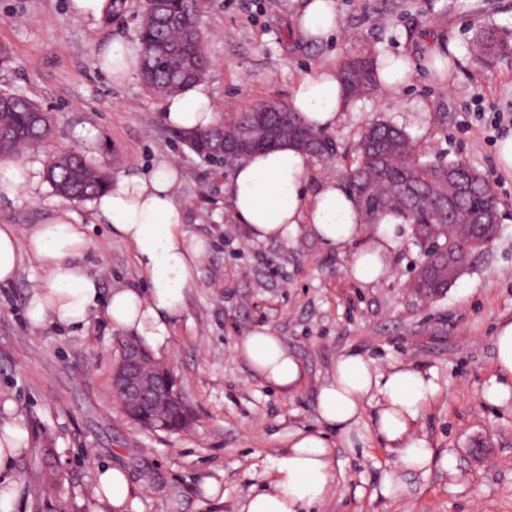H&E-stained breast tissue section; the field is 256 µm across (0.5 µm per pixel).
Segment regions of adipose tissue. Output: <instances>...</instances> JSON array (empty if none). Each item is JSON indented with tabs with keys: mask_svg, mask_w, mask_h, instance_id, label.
Returning <instances> with one entry per match:
<instances>
[{
	"mask_svg": "<svg viewBox=\"0 0 512 512\" xmlns=\"http://www.w3.org/2000/svg\"><path fill=\"white\" fill-rule=\"evenodd\" d=\"M295 26L307 40L322 42L336 31V0H304ZM94 60L117 85L140 71L137 48L121 40ZM289 105L308 125L328 130L350 103L336 68L322 66L297 82ZM163 118L176 130L197 131L219 124L222 115L210 87L201 82L169 96ZM178 182L176 165L162 159L150 171L116 175L92 203L112 236L130 246L148 281L147 290L115 288L102 294L98 276L80 262L90 241L74 213L66 209L23 236L11 225H0V286L15 281L24 259L34 260L43 276L28 294L26 316L31 326L52 321L83 328L101 307L114 329L156 346L164 343L172 319L183 312L186 297L196 286L206 253L204 241L185 227ZM224 192L250 240L288 244L309 233L327 250H349L347 273L363 286L386 275L406 229L404 221L393 216L370 227L363 224L341 182L327 177L312 184L309 154L291 144L253 153L231 171ZM493 341L499 373L490 378L483 396L499 403L512 396V319L498 324ZM235 351L255 378L282 393L293 394L307 378L303 362L270 326L252 327ZM439 391L432 370L404 364L382 368L357 351L340 355L317 392L319 428L289 434L287 447L267 474L268 485L248 494L241 512H309L321 503L337 481L336 445L330 433L349 438L365 417L378 441L395 453L401 470L429 468L435 451L418 436L417 427ZM94 481L112 512L134 507L133 489L120 469H98Z\"/></svg>",
	"mask_w": 512,
	"mask_h": 512,
	"instance_id": "1",
	"label": "adipose tissue"
}]
</instances>
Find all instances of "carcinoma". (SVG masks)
<instances>
[{
    "instance_id": "carcinoma-1",
    "label": "carcinoma",
    "mask_w": 512,
    "mask_h": 512,
    "mask_svg": "<svg viewBox=\"0 0 512 512\" xmlns=\"http://www.w3.org/2000/svg\"><path fill=\"white\" fill-rule=\"evenodd\" d=\"M206 7L204 0H148L137 29L141 54L140 76L145 88L160 99L182 92L206 78L210 58L206 34L196 23ZM512 53V33L495 27L478 30L472 54L483 65ZM375 58L359 49L345 59L339 76L349 98L356 100L375 89ZM272 103L240 113L232 122L193 133L181 132L185 147L211 159L224 146L239 144L242 135L256 150L273 147L281 110ZM297 130L291 142L309 154L322 157L335 151L326 131L315 129L293 114ZM54 119L32 99L19 93L0 91V157L8 158L40 143L53 133ZM459 174L469 181V191L460 211L482 207L492 200L493 189L478 171L463 162L423 159L408 133L387 121H377L360 134L355 158L340 174L344 189L355 200L363 221L378 224L389 214L407 224H446L440 205L448 197V183ZM45 178L57 195L73 201L90 200L103 192L110 178L102 165L82 151L53 154L45 167Z\"/></svg>"
}]
</instances>
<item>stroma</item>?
Segmentation results:
<instances>
[{"mask_svg": "<svg viewBox=\"0 0 512 512\" xmlns=\"http://www.w3.org/2000/svg\"><path fill=\"white\" fill-rule=\"evenodd\" d=\"M301 3L212 0L205 10L206 83L223 118L288 103L302 76L358 47L408 56L413 67L402 90L352 102L330 131L337 154L312 160L311 178L339 176L359 133L390 121L428 155L464 161L488 178L500 202L495 240L451 288L430 298L409 286L422 255L408 237L389 273L368 287L348 277V252L325 251L311 235L287 245L249 241L224 195L227 170L176 141L161 119L162 100L140 78L118 86L95 66V53L112 40L135 43L143 0H126L121 20L94 25L71 13L69 0H0V47L10 53L0 90L23 93L55 118L50 139L21 165L39 172L50 155L81 150L115 175L175 159L186 228L207 245L184 313L166 343L151 349L172 366L192 410L191 427L179 433L145 430L121 413L112 366L132 336L113 329L104 311L84 329H36L25 311L41 269L24 263L13 284L0 286V403H12L11 417L28 433L27 448L0 470L10 512H110L93 480L100 467L125 471L136 512H239L240 500L262 488L289 433L317 427V388L337 357L353 350L383 367L436 371L442 390L420 433L438 460L398 472L394 453L363 420L338 440L339 484L311 512H512V399L482 397L497 372L496 327L512 318V176L499 171L496 155L499 140L512 135V55L480 65L469 54L480 27L512 32V0H336V33L319 44L294 31ZM438 49L456 61L450 80L429 67ZM62 207L90 228L82 261L103 290L143 287L131 249L109 234L91 203L57 196L45 179L0 200V225L24 234ZM259 324L271 326L307 369L293 395L263 385L234 350ZM482 438L487 450L473 455ZM445 456L455 459V473L442 468ZM393 475L403 491L388 496Z\"/></svg>", "mask_w": 512, "mask_h": 512, "instance_id": "obj_1", "label": "stroma"}]
</instances>
